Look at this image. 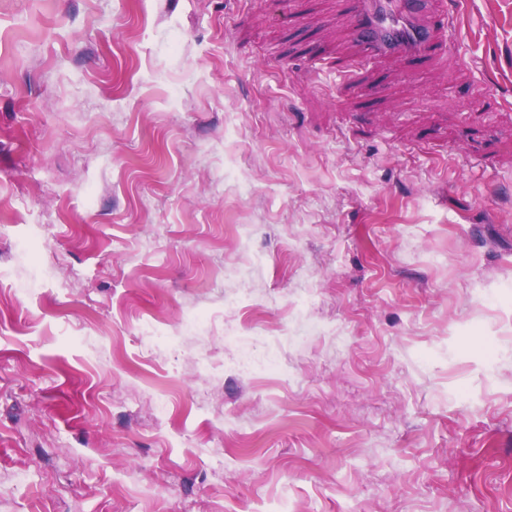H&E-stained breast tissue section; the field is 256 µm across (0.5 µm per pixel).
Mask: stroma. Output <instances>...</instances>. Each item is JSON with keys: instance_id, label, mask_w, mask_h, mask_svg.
<instances>
[{"instance_id": "stroma-1", "label": "stroma", "mask_w": 512, "mask_h": 512, "mask_svg": "<svg viewBox=\"0 0 512 512\" xmlns=\"http://www.w3.org/2000/svg\"><path fill=\"white\" fill-rule=\"evenodd\" d=\"M351 8L0 0V512H512V0ZM352 32L365 54L423 58L431 48L430 0H353Z\"/></svg>"}]
</instances>
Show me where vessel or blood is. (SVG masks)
I'll return each mask as SVG.
<instances>
[{
    "instance_id": "1",
    "label": "vessel or blood",
    "mask_w": 512,
    "mask_h": 512,
    "mask_svg": "<svg viewBox=\"0 0 512 512\" xmlns=\"http://www.w3.org/2000/svg\"><path fill=\"white\" fill-rule=\"evenodd\" d=\"M429 0H355L352 32L365 54L423 58L431 48L434 20Z\"/></svg>"
}]
</instances>
